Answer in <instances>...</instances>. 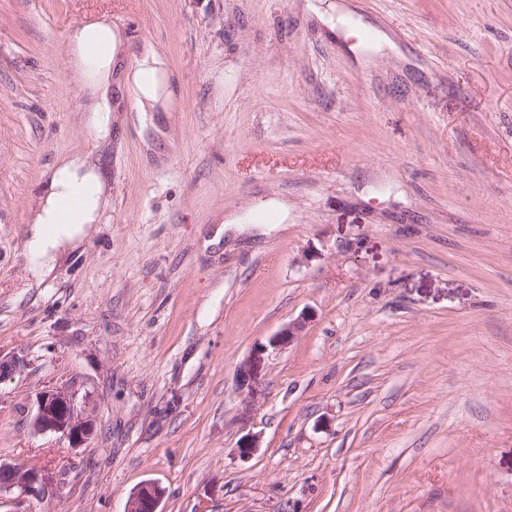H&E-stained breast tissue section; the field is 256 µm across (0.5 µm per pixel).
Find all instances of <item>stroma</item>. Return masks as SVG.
Returning a JSON list of instances; mask_svg holds the SVG:
<instances>
[{"label": "stroma", "instance_id": "1", "mask_svg": "<svg viewBox=\"0 0 512 512\" xmlns=\"http://www.w3.org/2000/svg\"><path fill=\"white\" fill-rule=\"evenodd\" d=\"M104 16L183 109L38 287L19 254L85 148L67 57ZM220 242L212 237L217 227ZM301 336L255 353L300 316ZM0 459L33 512H512V0H0ZM71 382L89 442L31 434ZM249 434L250 458L239 456ZM30 363L22 352L3 355L0 352V384L23 375ZM49 495L35 467L0 459V504L11 512H29L34 501ZM165 490L154 482L140 485L130 494L124 512H161L159 510Z\"/></svg>", "mask_w": 512, "mask_h": 512}]
</instances>
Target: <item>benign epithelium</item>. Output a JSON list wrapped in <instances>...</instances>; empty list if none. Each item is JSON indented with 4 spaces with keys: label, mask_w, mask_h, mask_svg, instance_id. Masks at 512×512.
<instances>
[{
    "label": "benign epithelium",
    "mask_w": 512,
    "mask_h": 512,
    "mask_svg": "<svg viewBox=\"0 0 512 512\" xmlns=\"http://www.w3.org/2000/svg\"><path fill=\"white\" fill-rule=\"evenodd\" d=\"M307 321L308 318L302 316L288 322L268 343L260 344V349H278L292 342L302 334ZM29 366L28 359L20 352L0 353V384L23 375ZM98 420L97 406L77 405L71 389L60 387L39 393L28 429L34 435L60 434L70 447L81 448L94 435ZM48 495L36 468L0 459V505L9 507V512H31V504ZM164 495L165 490L160 485L146 482L130 494L124 512H161L159 507Z\"/></svg>",
    "instance_id": "benign-epithelium-1"
}]
</instances>
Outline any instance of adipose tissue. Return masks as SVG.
<instances>
[{
  "instance_id": "adipose-tissue-1",
  "label": "adipose tissue",
  "mask_w": 512,
  "mask_h": 512,
  "mask_svg": "<svg viewBox=\"0 0 512 512\" xmlns=\"http://www.w3.org/2000/svg\"><path fill=\"white\" fill-rule=\"evenodd\" d=\"M67 54L81 79L89 137L95 144L105 143L112 134L113 89L127 97V120L144 136L155 127V113L178 111L175 74L163 49L144 42L134 64H126L124 33L110 19L89 17L74 24ZM143 145L150 153L159 151L158 143L146 136ZM79 187L87 190L79 211L74 218H64L61 204ZM110 203V187L91 153L75 152L53 167L47 191L26 228L24 256L34 283H41L59 258L83 244Z\"/></svg>"
}]
</instances>
